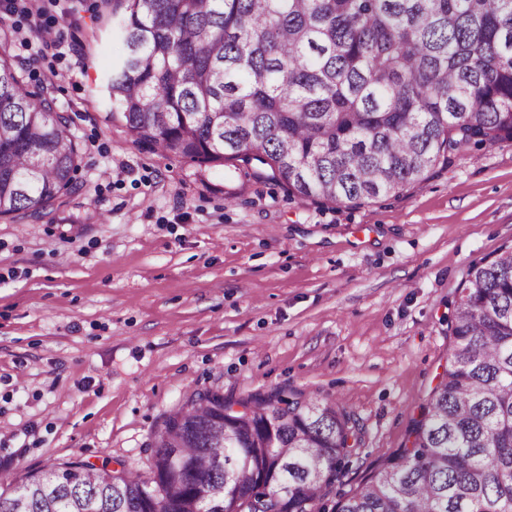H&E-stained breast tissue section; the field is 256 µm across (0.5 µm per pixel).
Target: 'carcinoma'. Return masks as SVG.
Instances as JSON below:
<instances>
[{
  "mask_svg": "<svg viewBox=\"0 0 512 512\" xmlns=\"http://www.w3.org/2000/svg\"><path fill=\"white\" fill-rule=\"evenodd\" d=\"M101 2L126 45L104 80L112 119L300 200L397 197L512 141V0ZM12 29L0 21V218H36L77 191L80 149L52 88L26 85ZM447 322L410 446L331 512H512V246L471 268ZM361 442L334 400L217 387L165 418L146 473L118 460L110 481L81 462L0 477V512H187L196 498L202 512H326Z\"/></svg>",
  "mask_w": 512,
  "mask_h": 512,
  "instance_id": "carcinoma-1",
  "label": "carcinoma"
}]
</instances>
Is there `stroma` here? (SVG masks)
I'll return each instance as SVG.
<instances>
[{
	"instance_id": "stroma-1",
	"label": "stroma",
	"mask_w": 512,
	"mask_h": 512,
	"mask_svg": "<svg viewBox=\"0 0 512 512\" xmlns=\"http://www.w3.org/2000/svg\"><path fill=\"white\" fill-rule=\"evenodd\" d=\"M98 5L0 13L26 84L52 83L82 153L67 205L0 219V473L140 468L194 393L282 387L355 413L364 443L332 496L354 492L407 446L471 267L512 244V142L397 197L302 201L133 142L101 87L124 45Z\"/></svg>"
}]
</instances>
